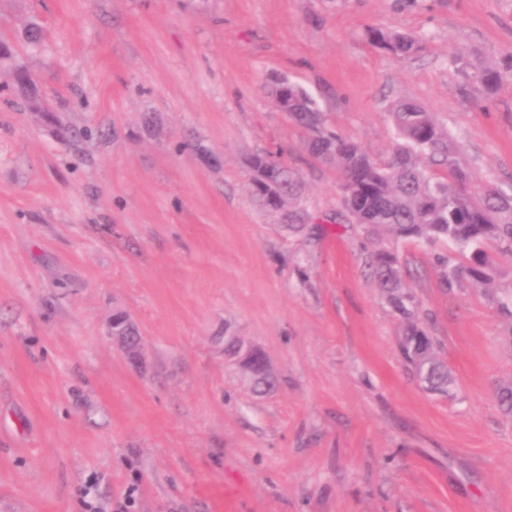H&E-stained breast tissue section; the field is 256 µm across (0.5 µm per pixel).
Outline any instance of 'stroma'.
<instances>
[{"mask_svg": "<svg viewBox=\"0 0 512 512\" xmlns=\"http://www.w3.org/2000/svg\"><path fill=\"white\" fill-rule=\"evenodd\" d=\"M370 26L420 48H375ZM0 41V512H512V317L403 245L454 380L427 392L339 171L265 92L299 84L379 159L393 108L418 104L473 197H512V0H0ZM263 151L297 173L303 233L254 201ZM228 334L272 391L225 364ZM232 349H229L230 346ZM224 360L225 362L235 365L244 372H248L251 377L256 374V367L260 365L259 371L269 373V363L265 355L248 344H245L236 336L224 337Z\"/></svg>", "mask_w": 512, "mask_h": 512, "instance_id": "obj_1", "label": "stroma"}]
</instances>
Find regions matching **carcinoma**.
Segmentation results:
<instances>
[{"label": "carcinoma", "mask_w": 512, "mask_h": 512, "mask_svg": "<svg viewBox=\"0 0 512 512\" xmlns=\"http://www.w3.org/2000/svg\"><path fill=\"white\" fill-rule=\"evenodd\" d=\"M370 44L399 56H410L418 42L391 29L367 30ZM475 81L486 93L495 92L501 73L480 68ZM280 110L310 129L313 157L336 163L341 175L342 202L356 223L379 244L369 255V275L391 308L403 320L399 351L413 377L434 394L453 386L448 366L437 353L436 341L421 326L414 296L404 286V264L398 244L419 242L435 251L434 262L443 287L451 290L468 279L487 286L494 281L495 262L485 246L494 242L512 253V199L491 194L481 203L466 193V173L448 160V133L435 115L412 103L397 105L391 119L400 143L392 156L378 160L359 145L326 130L311 96L300 86L281 80L268 87ZM273 153L252 157L250 182L262 210L279 213L291 233L309 221L298 207L299 182ZM448 170L439 177L423 164Z\"/></svg>", "instance_id": "cac0c4a2"}]
</instances>
